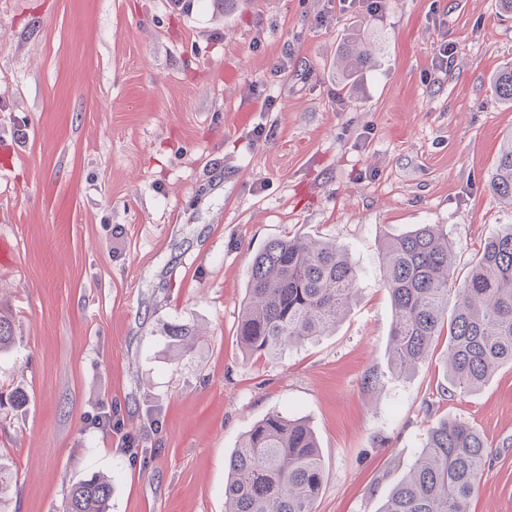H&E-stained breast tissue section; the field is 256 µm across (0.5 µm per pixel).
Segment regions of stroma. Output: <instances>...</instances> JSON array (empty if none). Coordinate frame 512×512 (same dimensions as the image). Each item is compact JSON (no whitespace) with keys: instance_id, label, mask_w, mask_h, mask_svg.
I'll use <instances>...</instances> for the list:
<instances>
[{"instance_id":"stroma-1","label":"stroma","mask_w":512,"mask_h":512,"mask_svg":"<svg viewBox=\"0 0 512 512\" xmlns=\"http://www.w3.org/2000/svg\"><path fill=\"white\" fill-rule=\"evenodd\" d=\"M353 34L374 63L344 84ZM508 61L497 0H0V392L27 396L0 407L8 512H63L98 471L109 512H224V461L273 412L317 437L315 512H378L447 418L487 442L471 512H512V366L443 396L439 336L398 375L381 249L439 225L460 283L512 224L488 187ZM284 236L346 248L357 296L335 332L249 358L248 267ZM172 323L206 334L176 351ZM101 410L120 435L93 427Z\"/></svg>"}]
</instances>
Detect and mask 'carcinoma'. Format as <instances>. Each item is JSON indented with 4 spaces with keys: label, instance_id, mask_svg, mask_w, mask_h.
<instances>
[{
    "label": "carcinoma",
    "instance_id": "obj_1",
    "mask_svg": "<svg viewBox=\"0 0 512 512\" xmlns=\"http://www.w3.org/2000/svg\"><path fill=\"white\" fill-rule=\"evenodd\" d=\"M350 38L340 50L336 75L348 79L372 64ZM496 96L512 104V63L494 78ZM488 186L512 205V136L496 157ZM384 283L394 321L390 363L410 374L428 358L434 338L448 333L444 391L473 392L504 365H512V224H502L476 255L466 280L452 291L454 246L435 224H418L384 241ZM356 269L346 250L331 241L280 238L251 260L237 339L248 357L281 356L292 347L336 328L354 300ZM198 333L172 325L169 346L184 348ZM15 345L14 323L0 311V356ZM488 456L475 427L443 420L403 478L389 491L379 512H470V500ZM224 512H315L325 472L309 423L272 413L246 432L229 456ZM112 477L93 474L73 484L66 512H107Z\"/></svg>",
    "mask_w": 512,
    "mask_h": 512
}]
</instances>
